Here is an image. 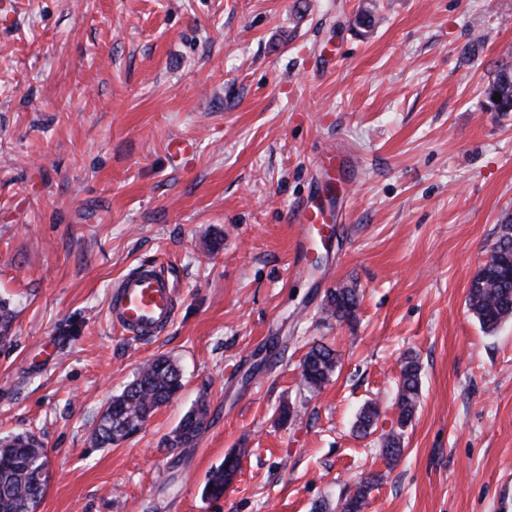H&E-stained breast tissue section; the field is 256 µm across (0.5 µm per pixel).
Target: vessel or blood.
<instances>
[{"label":"vessel or blood","mask_w":512,"mask_h":512,"mask_svg":"<svg viewBox=\"0 0 512 512\" xmlns=\"http://www.w3.org/2000/svg\"><path fill=\"white\" fill-rule=\"evenodd\" d=\"M321 178L299 208L295 248L303 249L314 236L332 231L335 216L331 200L340 182L353 183L360 177L350 153L328 150L319 159ZM177 290L167 267L141 263L118 278L112 289L109 316L122 335L150 340L163 335L176 316Z\"/></svg>","instance_id":"1"}]
</instances>
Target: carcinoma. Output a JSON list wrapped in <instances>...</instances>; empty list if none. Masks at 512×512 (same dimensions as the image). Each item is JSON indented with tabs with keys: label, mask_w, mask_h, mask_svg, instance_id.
<instances>
[{
	"label": "carcinoma",
	"mask_w": 512,
	"mask_h": 512,
	"mask_svg": "<svg viewBox=\"0 0 512 512\" xmlns=\"http://www.w3.org/2000/svg\"><path fill=\"white\" fill-rule=\"evenodd\" d=\"M487 88L501 95L500 100L488 98L489 110L512 112V61L496 66ZM359 304L358 290L343 285L329 292L324 312L339 320L354 317ZM469 310L487 331L512 318V216L504 218L499 234L490 250L489 259L476 272L468 293ZM14 320L11 302L0 299V342L10 340ZM338 363L336 350L323 344L310 347L302 361L305 385L317 391L329 381ZM182 375L178 365L164 357L146 363L133 381L101 414L91 432V442L98 448H108L137 431L161 406L168 403L182 389ZM420 390V367L412 358L406 359L401 369L397 392V424L404 428L411 423ZM208 407L197 402L178 425L180 435L168 436L166 448L190 446L207 423ZM378 409L367 406L357 420V431L367 436L373 433ZM382 454L388 461L397 460L402 452L400 435L388 433L382 437ZM45 453L41 442L32 434H19L0 443V512H36L46 485H38L32 469ZM241 454L231 452L210 475L205 492L213 497L224 493V488L236 476ZM375 480L369 479L357 488L343 503L341 512H362Z\"/></svg>",
	"instance_id": "1"
}]
</instances>
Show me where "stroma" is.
I'll return each instance as SVG.
<instances>
[{
  "instance_id": "1",
  "label": "stroma",
  "mask_w": 512,
  "mask_h": 512,
  "mask_svg": "<svg viewBox=\"0 0 512 512\" xmlns=\"http://www.w3.org/2000/svg\"><path fill=\"white\" fill-rule=\"evenodd\" d=\"M0 26V437L34 434L50 477L37 512H512V319L466 300L512 215V112L483 90L512 58V0H10ZM193 142L173 159V138ZM362 175L325 247L293 215L315 158ZM172 274L158 339L115 331L112 285ZM359 290L353 319L330 290ZM339 363L309 390L314 342ZM182 390L134 437L95 448L114 395L158 356ZM418 409L395 464L405 358ZM195 445L164 447L197 400ZM368 402L377 431L353 423ZM293 416L281 420L283 407ZM242 451L220 498L213 468ZM358 304V290L351 286L343 285L329 292L327 303L323 310L327 316H333L339 320H349L354 317Z\"/></svg>"
}]
</instances>
